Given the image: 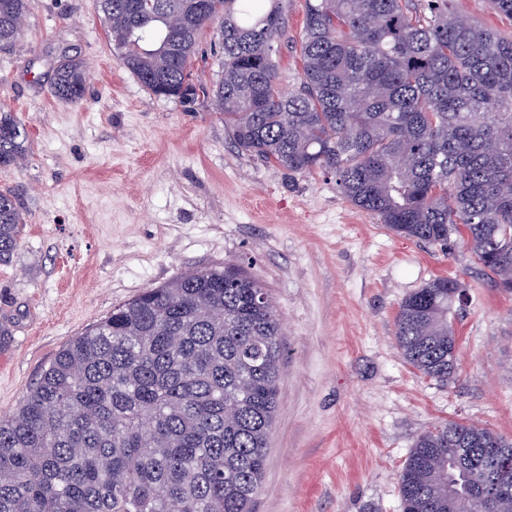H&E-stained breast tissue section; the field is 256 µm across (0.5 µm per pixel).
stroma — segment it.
<instances>
[{"instance_id": "stroma-1", "label": "stroma", "mask_w": 512, "mask_h": 512, "mask_svg": "<svg viewBox=\"0 0 512 512\" xmlns=\"http://www.w3.org/2000/svg\"><path fill=\"white\" fill-rule=\"evenodd\" d=\"M304 0L275 59L299 86ZM82 61L81 104L54 97L61 56ZM0 106L29 131L0 168L26 228L0 264V418L57 352L113 306L196 269L241 264L275 302L284 356L254 512H401L397 475L418 435L468 421L512 438V295L466 248L445 253L353 207L334 175H291L242 155L209 102L150 94L116 58L95 0H28L0 49ZM463 281L460 372L422 377L394 338L401 301Z\"/></svg>"}]
</instances>
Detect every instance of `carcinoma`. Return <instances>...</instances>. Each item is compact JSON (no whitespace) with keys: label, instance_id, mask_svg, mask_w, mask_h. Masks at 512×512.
Instances as JSON below:
<instances>
[{"label":"carcinoma","instance_id":"1","mask_svg":"<svg viewBox=\"0 0 512 512\" xmlns=\"http://www.w3.org/2000/svg\"><path fill=\"white\" fill-rule=\"evenodd\" d=\"M291 0H97L120 64L153 95L211 100L238 151L290 175L335 174L343 196L396 236L465 247L512 294V38L448 0H305L298 90L275 60ZM26 0H0V45ZM215 28L222 71L192 78ZM85 70L56 65L53 95L82 102ZM29 133L0 111V168ZM24 204L0 190V262ZM466 287L438 277L394 317L404 361L458 374L452 314ZM283 356L277 311L238 264L150 288L74 337L0 418V512H252L262 489ZM512 440L448 421L399 472L403 512H512Z\"/></svg>","mask_w":512,"mask_h":512}]
</instances>
